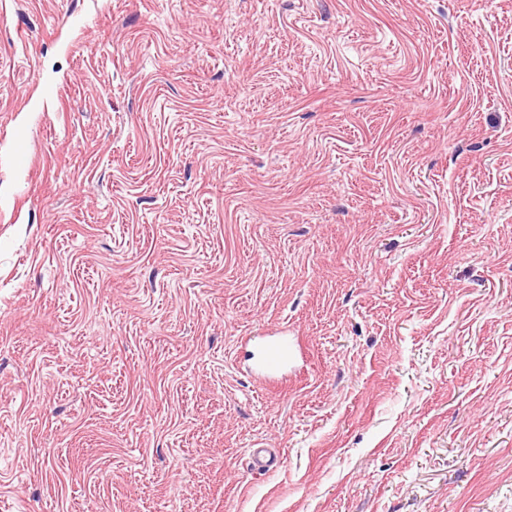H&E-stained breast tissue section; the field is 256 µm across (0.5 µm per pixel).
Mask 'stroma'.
<instances>
[{
  "label": "stroma",
  "mask_w": 512,
  "mask_h": 512,
  "mask_svg": "<svg viewBox=\"0 0 512 512\" xmlns=\"http://www.w3.org/2000/svg\"><path fill=\"white\" fill-rule=\"evenodd\" d=\"M0 512H512V0H0ZM265 356L259 366L258 378L265 384L275 388L283 383L282 371L291 356L292 344L287 336L269 340L265 345ZM249 459L253 471L260 474L269 473L281 465V458L269 448H250Z\"/></svg>",
  "instance_id": "stroma-1"
}]
</instances>
